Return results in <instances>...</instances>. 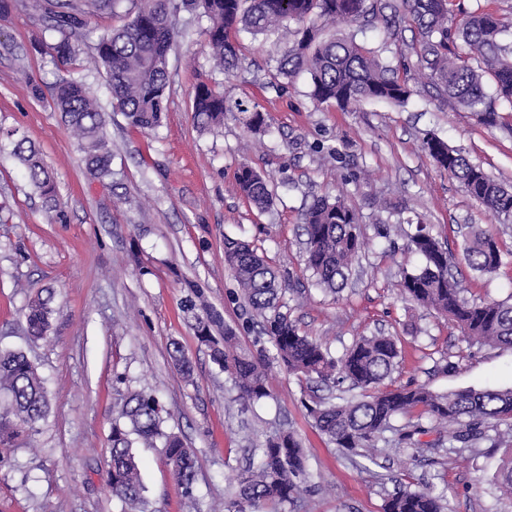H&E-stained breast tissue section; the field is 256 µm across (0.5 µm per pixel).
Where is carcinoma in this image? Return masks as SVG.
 <instances>
[{"instance_id":"obj_1","label":"carcinoma","mask_w":512,"mask_h":512,"mask_svg":"<svg viewBox=\"0 0 512 512\" xmlns=\"http://www.w3.org/2000/svg\"><path fill=\"white\" fill-rule=\"evenodd\" d=\"M449 0H48L38 44L52 51L55 64L68 70L51 88L54 109L71 129L86 170L95 179L112 178V148L106 120L90 96L84 72H105L112 92L113 109L142 130L161 127L168 83V54L173 45L177 14L194 10L206 17L207 45L221 68L238 55L234 36L254 37L278 30L286 22L299 28L289 32L291 45L280 62L279 74L310 76L311 98L333 102L351 111L363 102L406 104L419 83L435 86L441 95L468 112L481 115L484 123L497 124L499 105L512 106V44L503 41L505 24L492 13L474 10L460 22L448 8ZM124 9L128 21L99 37L78 70L70 69L79 46L88 35V17L114 15ZM387 24L409 23L418 32V72L404 69L398 75L373 51L348 32L317 39V22L358 25L368 18ZM193 112L203 131L224 123L229 112L251 132L267 127V114L256 103L231 101L206 83L195 87ZM12 145L11 154L25 169L30 185L46 208L61 213L62 202L51 171L36 147L15 131L0 130V142ZM423 149L438 166L457 179L467 194L494 217L512 220V187L492 179L459 149L438 137L423 141ZM237 182L244 197L258 210L274 203L270 182L247 163L240 165ZM405 231L411 250L424 263L403 274L401 295L448 317L472 346L512 348V301H487L468 297L454 270L465 265L480 275L492 276L503 264L497 239L476 229L465 238L460 254L445 250L427 226L407 221ZM306 267L323 292H341L353 262L365 246L358 230L356 211L344 198L316 196L309 203L303 225ZM224 262L231 270L240 295L252 315L261 319L263 334L272 354L254 356L238 346L236 332L224 327V347L213 344L211 327L222 323L217 312L196 319L201 341L213 345V360L224 369L236 390V401L247 405L270 396L267 369L272 362L307 382H350L359 394L333 403L304 404L315 427L343 454L375 461V448L398 416L427 415L448 428V444L473 450L484 442L501 441L504 425L512 431V385L498 388H465L436 393L424 385L385 387L396 368L401 350L393 336L379 333L361 337L336 359L323 343L300 332L296 322L281 311L289 291L257 249L239 239L224 238ZM51 297L38 293L27 304L26 321L31 336L42 339L51 329ZM171 359L189 378L193 366L179 344ZM49 412L44 378L19 351L0 350V461L38 431ZM167 417L158 398L133 392L112 421L111 468L107 486L128 512H146L143 484L132 448L137 443L164 448V457L186 497H192L197 459L175 433L166 429ZM305 454L298 437L288 432L267 436L257 449L256 462L234 477L235 496L224 502V512H247L261 504L272 512L300 497V477L305 475ZM499 487L512 497V455L496 475ZM445 491L422 485L401 486L386 495L383 512H445Z\"/></svg>"}]
</instances>
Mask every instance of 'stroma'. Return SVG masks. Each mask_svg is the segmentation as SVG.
I'll return each mask as SVG.
<instances>
[{
  "instance_id": "1",
  "label": "stroma",
  "mask_w": 512,
  "mask_h": 512,
  "mask_svg": "<svg viewBox=\"0 0 512 512\" xmlns=\"http://www.w3.org/2000/svg\"><path fill=\"white\" fill-rule=\"evenodd\" d=\"M40 14L39 0H24L0 15V126L39 147L64 215L45 209L15 158L0 152V348L27 355L46 380L50 406L39 433L0 463V512H124L107 487L109 436L124 399L139 390L159 398L170 429L196 454L198 512H224L251 449L280 430L298 435L307 465L305 490L286 512H383L398 483L445 490L446 512H512V499L495 482L512 445L452 452L428 418L401 416L379 443L376 464L360 469L314 428L301 404L304 383L271 364L269 397L240 406L195 333L197 318L214 310L244 348H257V329L224 264V240L232 237L254 246L290 284L286 312L333 355L362 336L397 337L401 358L391 386L445 393L511 384L512 348L468 345L446 318L401 299L399 282L421 264L403 234L408 220L420 218L456 252L477 225L497 238L503 264L491 277L464 271L463 286L478 299L512 298V224L498 223L422 148L426 137L443 138L512 185V111L490 127L430 87L404 106L366 102L343 112L318 105L308 74L288 80L277 72L286 30L239 33L238 58L222 70L206 45V19L183 11L157 132L137 130L113 110L104 73L87 78L112 146L105 184L86 173L52 106L50 90L62 72L36 45ZM357 39L391 67L417 62L408 26L391 35L378 21ZM202 81L229 100L258 103L268 131L248 132L231 113L223 126L199 130L192 106ZM36 86L41 95L33 94ZM320 144L338 148L339 158H325ZM244 162L272 180L271 209L257 211L242 197L237 170ZM352 173L359 183L349 182ZM339 193L356 208L366 246L347 287L333 296L311 282L302 224L313 196ZM383 224L385 238L377 234ZM191 282L199 293L188 313ZM44 288L54 292L52 328L36 340L24 313ZM176 343L193 365L192 380L171 362ZM415 424L423 433L402 441ZM134 454L149 512H186L162 450L139 444Z\"/></svg>"
}]
</instances>
